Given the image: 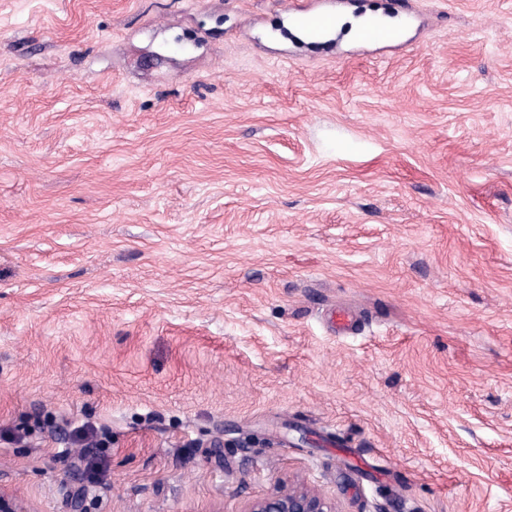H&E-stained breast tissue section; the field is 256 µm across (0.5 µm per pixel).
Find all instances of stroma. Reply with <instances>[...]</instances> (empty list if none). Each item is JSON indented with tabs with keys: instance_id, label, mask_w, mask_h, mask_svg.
<instances>
[{
	"instance_id": "stroma-1",
	"label": "stroma",
	"mask_w": 512,
	"mask_h": 512,
	"mask_svg": "<svg viewBox=\"0 0 512 512\" xmlns=\"http://www.w3.org/2000/svg\"><path fill=\"white\" fill-rule=\"evenodd\" d=\"M289 2L0 0L25 512H512V0H410L389 47ZM352 2L345 0H318L308 5L293 3L287 8L291 22L307 35L317 37L335 33L336 39L347 34L346 25H340L342 10ZM243 512H335L314 490L303 486L280 489L250 501Z\"/></svg>"
}]
</instances>
